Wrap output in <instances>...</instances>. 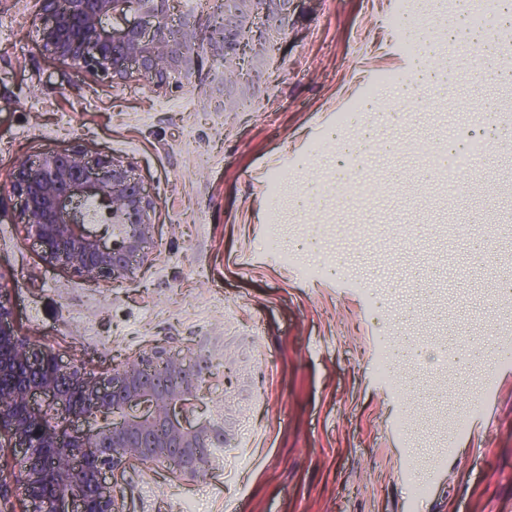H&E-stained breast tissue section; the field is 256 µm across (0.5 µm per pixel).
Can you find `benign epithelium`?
<instances>
[{
    "label": "benign epithelium",
    "instance_id": "obj_1",
    "mask_svg": "<svg viewBox=\"0 0 512 512\" xmlns=\"http://www.w3.org/2000/svg\"><path fill=\"white\" fill-rule=\"evenodd\" d=\"M40 2L48 55L112 82L135 70L161 86L195 74L204 41L224 64L239 65L259 15L284 17L290 0H222L221 16L205 34L190 11L177 32L168 31L162 23L168 0ZM132 4L155 20L152 31L139 23L114 28ZM10 188L50 263L110 283L130 275L134 259H148L157 203L127 161L103 155L91 162L75 144L35 166L18 164ZM74 201L105 210L116 228L112 241L85 229L89 212L68 218ZM210 367L155 346L97 375L22 335L0 296V433L19 453L17 475L0 479V499L17 492L28 512H126L108 478L130 464L172 466L190 480L202 476L214 449L224 447V417H195L202 390L215 382Z\"/></svg>",
    "mask_w": 512,
    "mask_h": 512
}]
</instances>
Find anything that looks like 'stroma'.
<instances>
[{
	"label": "stroma",
	"instance_id": "stroma-1",
	"mask_svg": "<svg viewBox=\"0 0 512 512\" xmlns=\"http://www.w3.org/2000/svg\"><path fill=\"white\" fill-rule=\"evenodd\" d=\"M412 13L413 0H291L262 24L272 52L245 84L205 49L196 77L159 86L53 60L38 0H0V292L19 331L95 373L157 345L224 360L202 399L224 417L223 454L193 481L115 473L127 512H512V365L424 364L448 334L512 342L498 292L512 143L488 142V164L439 192L426 154L481 135L470 113L500 88L472 87L471 58L443 53L447 99L391 112L382 78L414 75ZM366 123L378 137L337 186L341 144ZM76 143L125 158L158 202L131 278L49 263L22 222L14 167ZM312 187L328 206L297 210ZM397 334L423 364L385 376Z\"/></svg>",
	"mask_w": 512,
	"mask_h": 512
}]
</instances>
